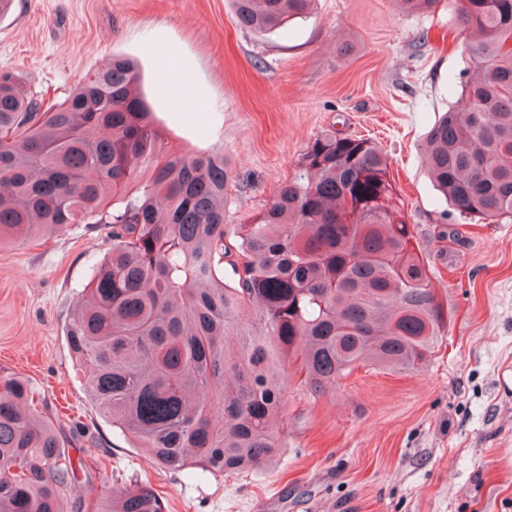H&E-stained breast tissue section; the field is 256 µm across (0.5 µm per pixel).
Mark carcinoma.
Returning <instances> with one entry per match:
<instances>
[{
    "instance_id": "1",
    "label": "carcinoma",
    "mask_w": 512,
    "mask_h": 512,
    "mask_svg": "<svg viewBox=\"0 0 512 512\" xmlns=\"http://www.w3.org/2000/svg\"><path fill=\"white\" fill-rule=\"evenodd\" d=\"M314 0H232L254 32ZM406 12L440 0H397ZM470 76L429 129L425 166L451 209L512 218V0H448ZM136 65L114 57L61 102L0 71V246L102 224L112 242L66 340L99 413L161 467L234 474L285 444L291 389L321 395L357 366L413 372L451 312L402 216L380 147L326 132L298 174L226 240L224 153L166 149ZM233 273L224 281V266ZM75 474L29 382L0 369V512H69ZM93 512H165L147 484Z\"/></svg>"
}]
</instances>
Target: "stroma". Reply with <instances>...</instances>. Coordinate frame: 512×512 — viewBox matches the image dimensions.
<instances>
[{
	"instance_id": "1",
	"label": "stroma",
	"mask_w": 512,
	"mask_h": 512,
	"mask_svg": "<svg viewBox=\"0 0 512 512\" xmlns=\"http://www.w3.org/2000/svg\"><path fill=\"white\" fill-rule=\"evenodd\" d=\"M457 44L444 2L407 14L395 0H316L286 29L254 33L237 25L231 0H13L0 16V71L61 100L106 58L135 61L165 142L228 159L227 233L254 220L316 137L374 140L452 313L422 371L361 367L317 398L290 396L286 445L267 466L169 470L99 414L65 338L110 246L105 230L78 224L0 247V367L31 382L68 440L71 512L87 488L136 481L166 512H512V219L460 217L421 156L468 79ZM165 52L192 69L184 98L160 91Z\"/></svg>"
}]
</instances>
